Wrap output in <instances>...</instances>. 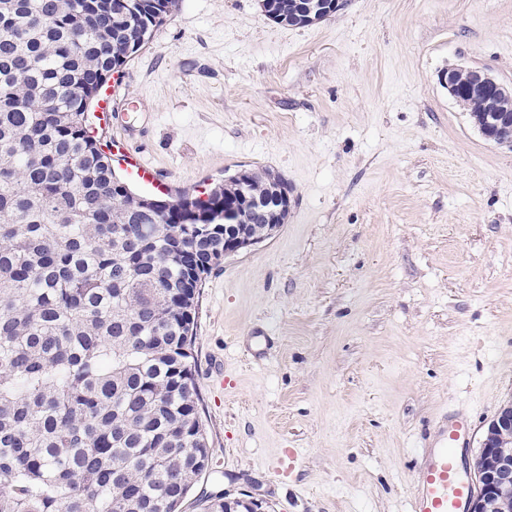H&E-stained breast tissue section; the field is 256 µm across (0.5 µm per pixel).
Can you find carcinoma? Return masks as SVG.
<instances>
[{
    "instance_id": "cac0c4a2",
    "label": "carcinoma",
    "mask_w": 512,
    "mask_h": 512,
    "mask_svg": "<svg viewBox=\"0 0 512 512\" xmlns=\"http://www.w3.org/2000/svg\"><path fill=\"white\" fill-rule=\"evenodd\" d=\"M178 2L0 0V512H179L208 460L199 290L224 204L288 184L137 194L86 117Z\"/></svg>"
}]
</instances>
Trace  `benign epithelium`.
<instances>
[{"label": "benign epithelium", "mask_w": 512, "mask_h": 512, "mask_svg": "<svg viewBox=\"0 0 512 512\" xmlns=\"http://www.w3.org/2000/svg\"><path fill=\"white\" fill-rule=\"evenodd\" d=\"M448 93L469 113L485 139L512 147V85L489 72L453 67L444 75ZM259 239L224 209V255L253 246ZM479 492L471 512H512V404L490 422L474 463Z\"/></svg>", "instance_id": "7a95c632"}]
</instances>
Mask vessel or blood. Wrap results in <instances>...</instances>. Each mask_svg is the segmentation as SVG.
<instances>
[{
  "label": "vessel or blood",
  "instance_id": "1",
  "mask_svg": "<svg viewBox=\"0 0 512 512\" xmlns=\"http://www.w3.org/2000/svg\"><path fill=\"white\" fill-rule=\"evenodd\" d=\"M115 155L125 162L133 179L147 185L156 183L154 168L125 144H116ZM436 424L435 444L420 451L410 512H468L478 486L466 470L462 450L473 432V422L466 414L449 410Z\"/></svg>",
  "mask_w": 512,
  "mask_h": 512
}]
</instances>
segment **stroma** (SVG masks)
Returning a JSON list of instances; mask_svg holds the SVG:
<instances>
[{
	"label": "stroma",
	"mask_w": 512,
	"mask_h": 512,
	"mask_svg": "<svg viewBox=\"0 0 512 512\" xmlns=\"http://www.w3.org/2000/svg\"><path fill=\"white\" fill-rule=\"evenodd\" d=\"M451 67L512 83V0H347L304 27L180 0L114 75L132 104L101 138L134 132L163 189L268 169L291 190L287 223L203 280L211 461L182 512L221 490L407 512L430 420L475 417L470 465L512 402V148L449 95Z\"/></svg>",
	"instance_id": "stroma-1"
}]
</instances>
